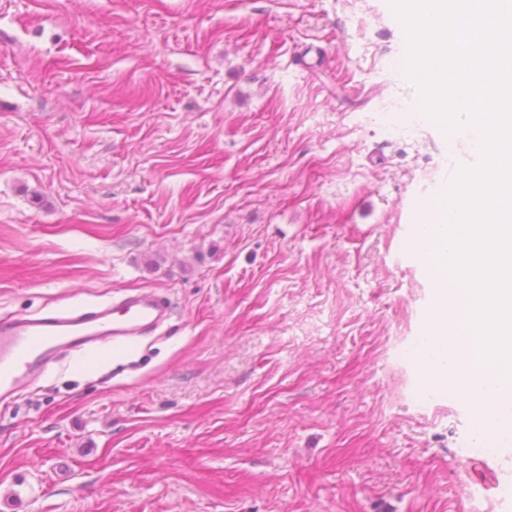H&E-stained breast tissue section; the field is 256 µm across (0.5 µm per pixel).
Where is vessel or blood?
<instances>
[{
  "mask_svg": "<svg viewBox=\"0 0 512 512\" xmlns=\"http://www.w3.org/2000/svg\"><path fill=\"white\" fill-rule=\"evenodd\" d=\"M167 311L162 298L141 291L89 309L0 319V402L11 401L61 356L105 342L116 355H129L133 340L162 326Z\"/></svg>",
  "mask_w": 512,
  "mask_h": 512,
  "instance_id": "1",
  "label": "vessel or blood"
}]
</instances>
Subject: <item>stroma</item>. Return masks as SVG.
Segmentation results:
<instances>
[{"label": "stroma", "mask_w": 512, "mask_h": 512, "mask_svg": "<svg viewBox=\"0 0 512 512\" xmlns=\"http://www.w3.org/2000/svg\"><path fill=\"white\" fill-rule=\"evenodd\" d=\"M404 42L390 0H0V318L172 305L0 406V512H490L512 458L406 355L480 158Z\"/></svg>", "instance_id": "1"}]
</instances>
